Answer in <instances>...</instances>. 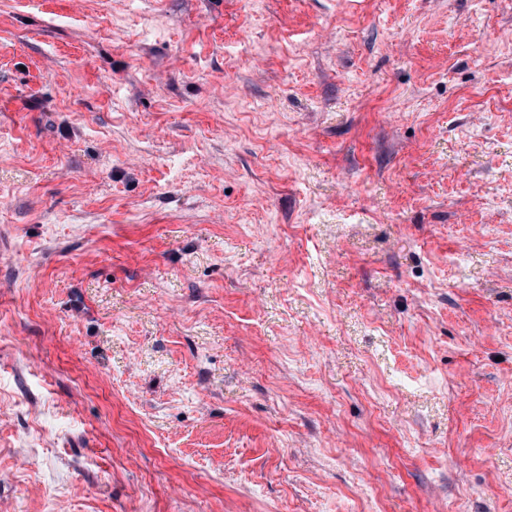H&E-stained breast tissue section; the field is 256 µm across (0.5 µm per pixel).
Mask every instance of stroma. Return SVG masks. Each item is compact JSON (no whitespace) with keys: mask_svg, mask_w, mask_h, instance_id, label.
I'll use <instances>...</instances> for the list:
<instances>
[{"mask_svg":"<svg viewBox=\"0 0 512 512\" xmlns=\"http://www.w3.org/2000/svg\"><path fill=\"white\" fill-rule=\"evenodd\" d=\"M0 512H512V0H0Z\"/></svg>","mask_w":512,"mask_h":512,"instance_id":"obj_1","label":"stroma"}]
</instances>
